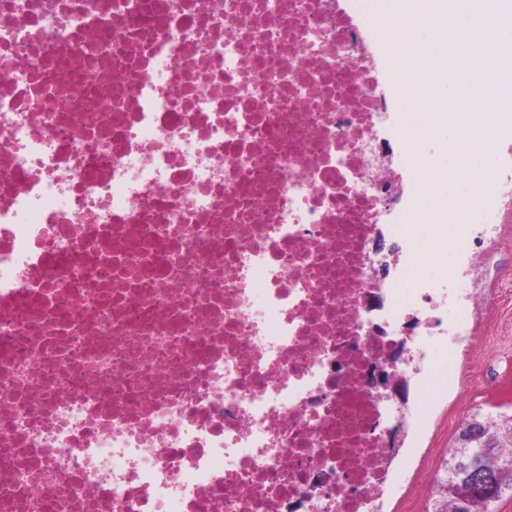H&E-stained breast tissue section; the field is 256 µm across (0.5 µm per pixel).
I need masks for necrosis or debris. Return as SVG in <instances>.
Wrapping results in <instances>:
<instances>
[{
    "mask_svg": "<svg viewBox=\"0 0 512 512\" xmlns=\"http://www.w3.org/2000/svg\"><path fill=\"white\" fill-rule=\"evenodd\" d=\"M341 0H0V512H430L392 499L375 364L416 371L452 289L381 288L402 126ZM480 200L512 217V163ZM447 369L462 408L486 361Z\"/></svg>",
    "mask_w": 512,
    "mask_h": 512,
    "instance_id": "1",
    "label": "necrosis or debris"
}]
</instances>
